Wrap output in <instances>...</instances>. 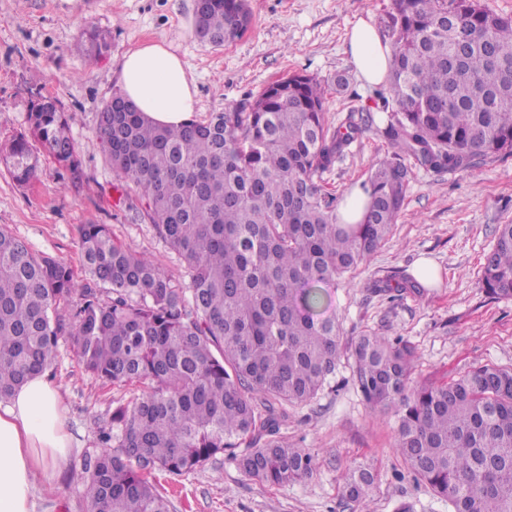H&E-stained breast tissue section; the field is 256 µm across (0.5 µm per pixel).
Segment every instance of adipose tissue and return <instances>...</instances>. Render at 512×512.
<instances>
[{"mask_svg":"<svg viewBox=\"0 0 512 512\" xmlns=\"http://www.w3.org/2000/svg\"><path fill=\"white\" fill-rule=\"evenodd\" d=\"M345 51L368 82L380 81L390 51L382 35L358 20ZM122 94L148 119L163 126L190 121L196 110L193 77L166 45L147 43L126 55L118 74ZM71 451L66 407L46 375L29 377L0 401V512H36L38 472L67 463Z\"/></svg>","mask_w":512,"mask_h":512,"instance_id":"adipose-tissue-1","label":"adipose tissue"}]
</instances>
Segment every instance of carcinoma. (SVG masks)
Masks as SVG:
<instances>
[{
  "label": "carcinoma",
  "mask_w": 512,
  "mask_h": 512,
  "mask_svg": "<svg viewBox=\"0 0 512 512\" xmlns=\"http://www.w3.org/2000/svg\"><path fill=\"white\" fill-rule=\"evenodd\" d=\"M195 14L196 36L214 47L251 24L247 0H197ZM386 32L389 71L377 96L397 118L385 128L391 151L362 185L361 223L337 222L340 199L323 175L373 115L330 126L325 85L294 73L180 127L150 122L120 93L99 113L105 159L137 194L128 209L183 259L188 281L117 244L106 224L80 227L82 279L0 228V398L49 369L65 336L101 380L145 385L112 410L106 450L84 463L92 512H171L155 473H188L244 442L232 458L248 477L271 486L309 478L314 457L278 436L277 406L331 383L341 349L331 288L398 222L405 158L458 171L512 154V16L481 0H392ZM80 39L89 66L110 48L97 28ZM69 120L57 98L32 96L27 126L0 145V166L18 186L37 177L33 141L55 159L62 185H80ZM482 284L489 297L512 299V223L496 227ZM415 290L405 272L372 285L392 300ZM350 356L364 399L394 410L404 461L451 512H512V369L484 365L413 385L414 349L376 334L357 337ZM374 487L364 465L343 476L352 502Z\"/></svg>",
  "instance_id": "cac0c4a2"
}]
</instances>
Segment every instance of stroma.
Masks as SVG:
<instances>
[{
	"label": "stroma",
	"mask_w": 512,
	"mask_h": 512,
	"mask_svg": "<svg viewBox=\"0 0 512 512\" xmlns=\"http://www.w3.org/2000/svg\"><path fill=\"white\" fill-rule=\"evenodd\" d=\"M252 24L233 43L215 47L195 35V0H0V143L26 122L38 92L71 112L87 180L61 188L50 156L37 178L18 187L0 168V227L39 255L80 269L79 227L109 225L114 239L183 278L178 255L151 225L131 222L128 200L95 136L98 114L117 92L123 57L146 42L171 46L192 73L197 117L221 112L295 71L329 81L343 74L348 87L327 94L326 119L339 126L349 112H372L375 85L364 82L344 51L358 19L383 29L392 0H248ZM106 31L110 49L86 67L78 33ZM386 120L368 127L325 174L327 190L344 196L360 187L390 149ZM512 223V155L455 172L413 168L401 216L383 245L344 275L331 299L342 342L364 333L403 338L417 354L414 379L441 384L484 364L512 367V300L489 298L481 265L496 225ZM430 261L439 278L420 293L389 300L371 292L373 281L397 271L414 273ZM67 406L73 448L64 472L38 477V512H88L81 496L85 459L101 451L100 432L115 407L141 395L140 384L114 386L86 372L70 342L60 341L48 372ZM280 433L316 458L304 481L269 486L243 474L230 456L183 475L157 473L172 512H448L417 482L396 448L392 411L371 408L358 391L352 361L341 357L336 376L311 402L285 406ZM365 464L377 476L371 497L347 502L341 477Z\"/></svg>",
	"instance_id": "obj_1"
}]
</instances>
